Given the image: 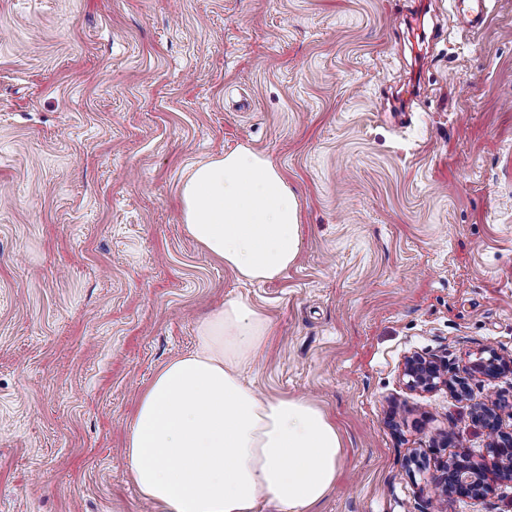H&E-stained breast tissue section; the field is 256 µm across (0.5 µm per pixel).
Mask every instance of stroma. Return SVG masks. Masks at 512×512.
I'll return each instance as SVG.
<instances>
[{
	"label": "stroma",
	"mask_w": 512,
	"mask_h": 512,
	"mask_svg": "<svg viewBox=\"0 0 512 512\" xmlns=\"http://www.w3.org/2000/svg\"><path fill=\"white\" fill-rule=\"evenodd\" d=\"M0 0V512H159L125 435L143 386L241 295L274 325L244 369L338 426L319 512H512V477L440 501L439 460L489 458L512 370L409 390L412 352L512 360V0ZM244 146L299 198L303 247L237 280L177 187ZM484 0H471L466 9L456 14L458 26L468 32H476L482 29L486 19L482 9Z\"/></svg>",
	"instance_id": "stroma-1"
}]
</instances>
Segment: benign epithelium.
<instances>
[{
    "label": "benign epithelium",
    "instance_id": "1",
    "mask_svg": "<svg viewBox=\"0 0 512 512\" xmlns=\"http://www.w3.org/2000/svg\"><path fill=\"white\" fill-rule=\"evenodd\" d=\"M504 362L497 353L489 352V357H480L475 361L465 362L455 372V378L448 377V361L437 356H425L420 353L407 355L403 362L402 376L406 378L407 388L413 391L429 392L440 386H448L452 381L458 382V392L468 393L470 387L464 382L469 380H492L503 370ZM473 420L487 432L490 442L491 465L474 464L465 453H454L439 463L441 489L448 493V484L468 486L476 491V497H483L490 490L489 473L494 471L512 474V432L502 429L497 408L480 405L473 411Z\"/></svg>",
    "mask_w": 512,
    "mask_h": 512
}]
</instances>
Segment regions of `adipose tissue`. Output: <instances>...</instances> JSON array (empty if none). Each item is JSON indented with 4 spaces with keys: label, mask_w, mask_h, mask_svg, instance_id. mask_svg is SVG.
<instances>
[{
    "label": "adipose tissue",
    "mask_w": 512,
    "mask_h": 512,
    "mask_svg": "<svg viewBox=\"0 0 512 512\" xmlns=\"http://www.w3.org/2000/svg\"><path fill=\"white\" fill-rule=\"evenodd\" d=\"M186 233L239 280L279 277L300 254V206L283 173L240 147L195 165L178 189ZM271 320L226 298L192 351L143 387L125 441L140 495L162 512H316L345 464L343 438L311 401L264 396L240 370Z\"/></svg>",
    "instance_id": "1"
}]
</instances>
